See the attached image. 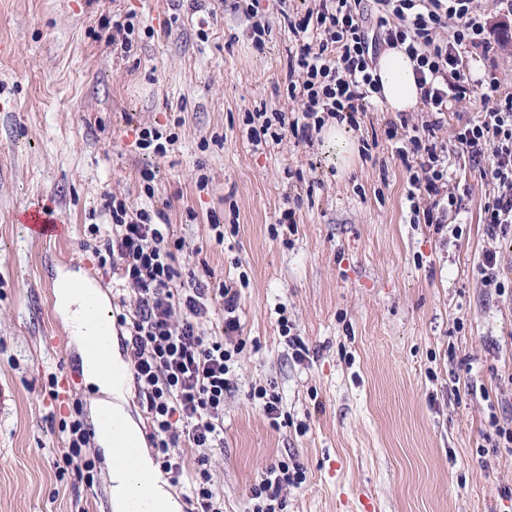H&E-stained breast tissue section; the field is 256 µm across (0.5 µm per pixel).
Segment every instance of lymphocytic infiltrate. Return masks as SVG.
<instances>
[{
    "label": "lymphocytic infiltrate",
    "instance_id": "1",
    "mask_svg": "<svg viewBox=\"0 0 512 512\" xmlns=\"http://www.w3.org/2000/svg\"><path fill=\"white\" fill-rule=\"evenodd\" d=\"M474 0H317L303 16L287 17L295 46L287 59L286 93L290 112L249 113L247 139L256 147L284 135L311 142L326 119L356 123L370 98L379 93L374 76L381 48L403 49L414 62L420 99L429 118L416 123L408 113L387 120L384 135L412 169L407 199L414 216L442 233L449 214L463 207L464 195L448 177L451 155L472 165L489 163L491 188L482 207L488 237L512 232V92L490 79L475 94L463 69L466 49L490 51L492 42ZM479 97L475 120L456 129L451 145L438 137L443 117L458 103ZM111 221L89 225L99 265L119 271L115 320L126 327L147 438L162 469L179 485L189 512H224V495L208 467L209 454L224 445V394L234 382V352L226 338L238 332V294L231 287L212 290L209 281L183 278L180 256L187 247L165 209L130 210L124 199L106 194ZM224 300V318L210 322L211 292ZM64 446L56 462L59 477L95 480L87 448L90 433L79 410L59 424ZM198 452L197 467L186 471L185 449ZM287 462L271 465L253 487L252 512H277L281 493L300 485Z\"/></svg>",
    "mask_w": 512,
    "mask_h": 512
}]
</instances>
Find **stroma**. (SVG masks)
<instances>
[{"mask_svg":"<svg viewBox=\"0 0 512 512\" xmlns=\"http://www.w3.org/2000/svg\"><path fill=\"white\" fill-rule=\"evenodd\" d=\"M233 4L0 0V512H111L98 444L93 485L56 477L52 420L77 406L92 425L98 394L48 290L80 271L113 303L111 271L83 247L89 225L110 221L108 192L133 209L166 206L190 244L183 273L212 271L239 292L236 385L224 395V446L210 454L224 512H250L251 488L278 460L303 471L283 512H512V450L484 438L490 417L512 418V292L484 287L477 272L493 250L512 281V234L489 238L482 223L490 177L451 157V181L469 196L438 235L413 221L385 106L351 127L372 148L344 169L318 137L253 148L246 113L292 107L284 16L313 0H266L261 53ZM474 4L497 42L469 56L470 76L512 82V14ZM117 13L135 16L127 55L112 47ZM177 117L166 155L135 150L136 128ZM34 198L71 224L63 246L20 223ZM290 207L293 232L275 225ZM52 373L69 386L64 400L45 390ZM258 386L278 393V419L254 398Z\"/></svg>","mask_w":512,"mask_h":512,"instance_id":"1","label":"stroma"}]
</instances>
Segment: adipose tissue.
<instances>
[{"label": "adipose tissue", "instance_id": "ef3b65f1", "mask_svg": "<svg viewBox=\"0 0 512 512\" xmlns=\"http://www.w3.org/2000/svg\"><path fill=\"white\" fill-rule=\"evenodd\" d=\"M376 74L382 87L383 103L390 111L405 112L419 100L414 76V64L401 51L386 50L380 57ZM58 311L69 323L73 340L79 350H86L96 328L86 322L83 315V298L69 289L56 291ZM125 363L118 352H111L107 364L84 362L83 374L88 383L102 394L94 406L95 414H108L116 422L114 432L96 431L95 439L104 451H111L113 441L138 445L139 470L131 472L118 462L110 464L111 508L113 512H179V506L162 475L154 474V463L147 450L141 447L138 426L124 409L128 382ZM150 474V482L143 483L138 473Z\"/></svg>", "mask_w": 512, "mask_h": 512}]
</instances>
